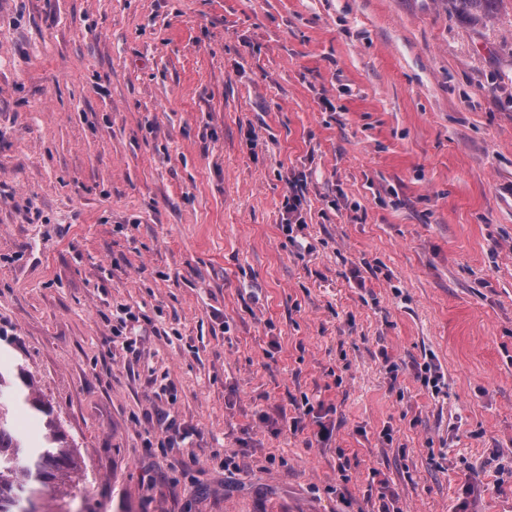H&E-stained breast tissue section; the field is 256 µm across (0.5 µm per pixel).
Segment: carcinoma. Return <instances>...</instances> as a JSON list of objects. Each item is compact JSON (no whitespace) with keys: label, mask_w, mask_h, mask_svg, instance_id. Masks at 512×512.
Returning <instances> with one entry per match:
<instances>
[{"label":"carcinoma","mask_w":512,"mask_h":512,"mask_svg":"<svg viewBox=\"0 0 512 512\" xmlns=\"http://www.w3.org/2000/svg\"><path fill=\"white\" fill-rule=\"evenodd\" d=\"M462 10L489 12L497 0H450ZM12 383L0 372V512H37L32 503L38 487L54 490L71 486L79 474V463L60 423L47 403L28 400L32 431H23L22 410L12 395Z\"/></svg>","instance_id":"cac0c4a2"}]
</instances>
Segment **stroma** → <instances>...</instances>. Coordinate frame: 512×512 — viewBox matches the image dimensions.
I'll use <instances>...</instances> for the list:
<instances>
[{
    "label": "stroma",
    "mask_w": 512,
    "mask_h": 512,
    "mask_svg": "<svg viewBox=\"0 0 512 512\" xmlns=\"http://www.w3.org/2000/svg\"><path fill=\"white\" fill-rule=\"evenodd\" d=\"M0 372L40 512H506L512 0H0ZM11 387L0 372V512H38L23 506L33 504L34 486L70 487L79 463L48 404L33 397L29 410H20ZM22 413L36 422L31 432L21 427Z\"/></svg>",
    "instance_id": "stroma-1"
}]
</instances>
